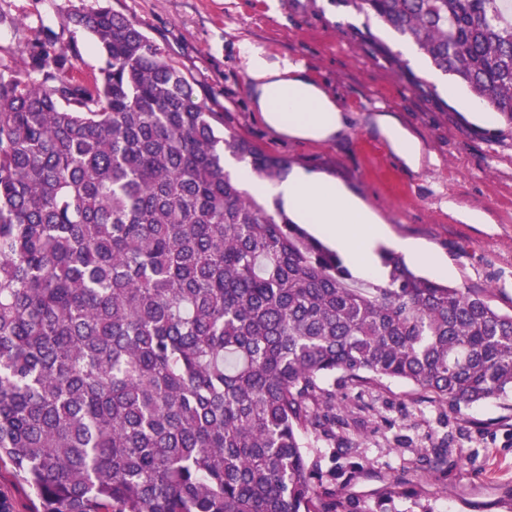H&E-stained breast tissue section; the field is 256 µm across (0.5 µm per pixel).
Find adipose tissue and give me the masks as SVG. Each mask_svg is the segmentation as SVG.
Wrapping results in <instances>:
<instances>
[{"instance_id": "1", "label": "adipose tissue", "mask_w": 512, "mask_h": 512, "mask_svg": "<svg viewBox=\"0 0 512 512\" xmlns=\"http://www.w3.org/2000/svg\"><path fill=\"white\" fill-rule=\"evenodd\" d=\"M244 56L253 106L269 127L289 137L315 140L335 138L345 128L343 110L306 76L301 65L273 64L249 48ZM233 176L254 194L279 198L296 223L313 225L361 275H380L378 250L386 242L437 272L448 270L440 256L424 250L414 240L393 236L386 225L378 223L367 207L336 182L303 170L273 182H260L244 166L236 168Z\"/></svg>"}]
</instances>
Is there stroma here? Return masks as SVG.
<instances>
[{"label":"stroma","mask_w":512,"mask_h":512,"mask_svg":"<svg viewBox=\"0 0 512 512\" xmlns=\"http://www.w3.org/2000/svg\"><path fill=\"white\" fill-rule=\"evenodd\" d=\"M93 0H0V50L23 61L42 27L76 44L77 71L99 72L104 60L89 33L69 22ZM136 23L184 73L195 102L224 117L225 130L267 154L336 181L399 237L447 261L443 281L486 290L512 313V120L471 118L445 89L450 76L413 63L403 39L354 0H107ZM272 62L302 64L348 116L334 139L290 138L270 128L251 104L243 44ZM392 116L424 149L420 167L404 164L374 118ZM482 211L485 223L461 215ZM336 411L349 422L350 443L319 441L327 487L375 507L393 488L389 512H507L512 504V396L460 409L431 402L412 385H336ZM443 446L446 463L424 455Z\"/></svg>","instance_id":"stroma-1"}]
</instances>
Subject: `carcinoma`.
<instances>
[{
	"label": "carcinoma",
	"instance_id": "obj_1",
	"mask_svg": "<svg viewBox=\"0 0 512 512\" xmlns=\"http://www.w3.org/2000/svg\"><path fill=\"white\" fill-rule=\"evenodd\" d=\"M512 121V0H359ZM0 56V463L35 512H347L309 461L328 386L512 395V313L381 250L379 282L224 168L230 132L132 21L79 8Z\"/></svg>",
	"mask_w": 512,
	"mask_h": 512
}]
</instances>
